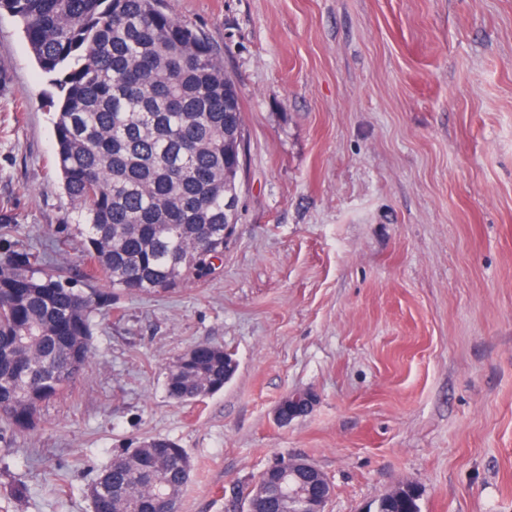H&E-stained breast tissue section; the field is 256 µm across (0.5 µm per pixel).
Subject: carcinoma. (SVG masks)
Masks as SVG:
<instances>
[{
    "label": "carcinoma",
    "mask_w": 512,
    "mask_h": 512,
    "mask_svg": "<svg viewBox=\"0 0 512 512\" xmlns=\"http://www.w3.org/2000/svg\"><path fill=\"white\" fill-rule=\"evenodd\" d=\"M17 17L41 70L61 92L55 165L81 238L79 270L127 293L200 283L222 267L224 204L240 186L244 134L234 82L210 41L164 0H0ZM112 294L77 287L65 262L0 253V423L41 426L42 404L63 395L91 356L94 318ZM224 347L194 346L168 368V397L183 403L224 389ZM187 454L165 438L139 443L98 475L92 512H179ZM291 459L254 479L269 492L253 512H277ZM412 484L384 494L377 512H420Z\"/></svg>",
    "instance_id": "obj_1"
}]
</instances>
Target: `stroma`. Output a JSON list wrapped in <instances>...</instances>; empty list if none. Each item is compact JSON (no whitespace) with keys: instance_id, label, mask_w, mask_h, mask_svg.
I'll use <instances>...</instances> for the list:
<instances>
[{"instance_id":"1","label":"stroma","mask_w":512,"mask_h":512,"mask_svg":"<svg viewBox=\"0 0 512 512\" xmlns=\"http://www.w3.org/2000/svg\"><path fill=\"white\" fill-rule=\"evenodd\" d=\"M240 94L239 219L205 284L111 291L96 354L43 426L0 439V512H91L114 455L177 443L180 512L280 457L375 512L397 485L420 512H512V0H166ZM5 249L73 258L54 170L58 91L0 12ZM200 343L238 369L178 403L170 362ZM315 394L279 425L287 395Z\"/></svg>"}]
</instances>
